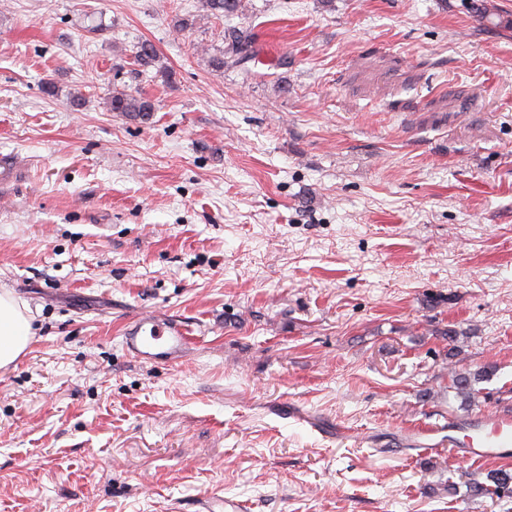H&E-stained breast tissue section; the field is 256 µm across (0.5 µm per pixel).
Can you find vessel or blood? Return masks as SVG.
Instances as JSON below:
<instances>
[{"mask_svg":"<svg viewBox=\"0 0 512 512\" xmlns=\"http://www.w3.org/2000/svg\"><path fill=\"white\" fill-rule=\"evenodd\" d=\"M190 342L186 325L153 315L133 319L124 329L122 344L143 361L173 362L181 358ZM448 443L462 457L483 460L512 458V417L485 415L454 425Z\"/></svg>","mask_w":512,"mask_h":512,"instance_id":"1","label":"vessel or blood"}]
</instances>
